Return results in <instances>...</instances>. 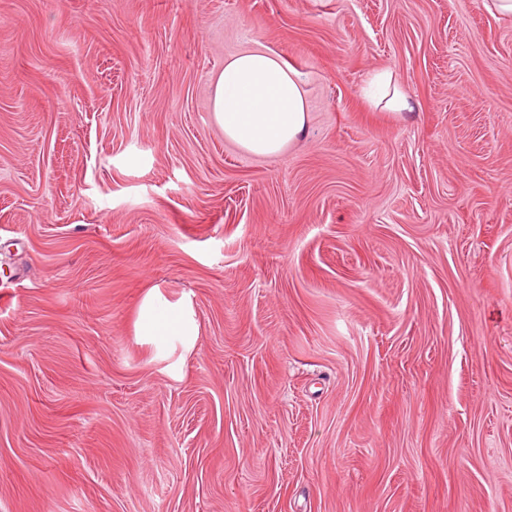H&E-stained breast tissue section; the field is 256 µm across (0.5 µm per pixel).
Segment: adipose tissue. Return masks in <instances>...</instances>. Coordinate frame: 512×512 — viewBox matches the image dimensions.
Here are the masks:
<instances>
[{
	"mask_svg": "<svg viewBox=\"0 0 512 512\" xmlns=\"http://www.w3.org/2000/svg\"><path fill=\"white\" fill-rule=\"evenodd\" d=\"M370 83L382 91L376 106L403 120L411 116L412 100L390 71L375 72ZM211 110L225 138L256 156L281 153L300 139L308 122L299 73L269 50L225 60L213 82ZM136 334L161 347L173 338L193 344L198 331L189 311L152 291L139 307Z\"/></svg>",
	"mask_w": 512,
	"mask_h": 512,
	"instance_id": "1",
	"label": "adipose tissue"
}]
</instances>
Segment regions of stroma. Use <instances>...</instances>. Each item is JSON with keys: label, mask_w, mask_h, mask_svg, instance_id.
Returning <instances> with one entry per match:
<instances>
[{"label": "stroma", "mask_w": 512, "mask_h": 512, "mask_svg": "<svg viewBox=\"0 0 512 512\" xmlns=\"http://www.w3.org/2000/svg\"><path fill=\"white\" fill-rule=\"evenodd\" d=\"M0 0V512H512V17ZM297 70L243 152L225 59ZM390 70L417 105L365 98ZM192 348L135 334L150 290ZM212 116L224 137L256 156L281 153L308 122L300 74L270 50H251L224 61L213 82Z\"/></svg>", "instance_id": "obj_1"}]
</instances>
